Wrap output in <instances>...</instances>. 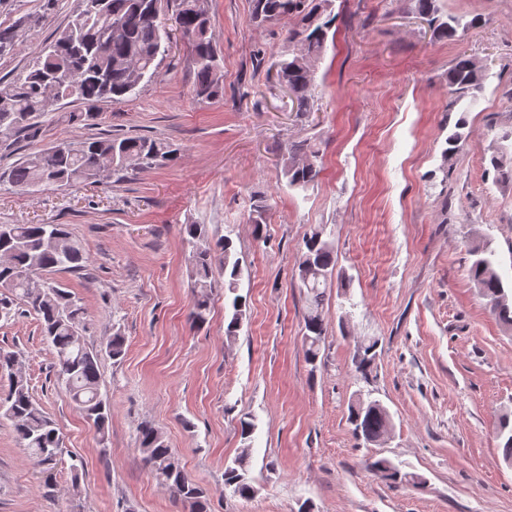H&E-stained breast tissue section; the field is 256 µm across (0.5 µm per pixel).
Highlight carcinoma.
Listing matches in <instances>:
<instances>
[{"instance_id":"carcinoma-1","label":"carcinoma","mask_w":512,"mask_h":512,"mask_svg":"<svg viewBox=\"0 0 512 512\" xmlns=\"http://www.w3.org/2000/svg\"><path fill=\"white\" fill-rule=\"evenodd\" d=\"M417 14L441 37L453 38L461 20L437 16V0H413ZM173 8L180 36L190 50L193 89L197 99L210 101L224 94L223 61L213 40L212 23L206 0H99L93 13L86 12L87 0H79L67 26L41 50L36 64L25 73L0 81V138L18 133L35 134L36 119L49 111L53 100L71 98L85 111L70 119L91 125L93 109L104 101H117L136 95L146 78L158 73L161 57L167 51L168 32L162 18V5ZM335 0H252V18L259 24L279 23L296 16L300 28L287 31L288 47L279 56L281 81L297 102V111H314L312 86L318 63L326 51L329 33L335 26ZM487 64L462 52L448 71L451 106L463 100L476 104L484 91ZM467 110H462L455 131L448 136V151L468 137ZM179 149L172 144L144 136L96 137L78 143L60 142L49 149L26 155L0 173V182L13 187L59 186L76 181H96L104 172L113 175L130 170L162 166L177 159ZM319 150L305 142L288 147L283 174L290 187H306L316 181L320 168ZM490 163L502 181H512V158L494 155ZM10 233H0V287L15 295L41 322L45 340L52 346L57 376L85 417L99 434L111 418V407L101 394L99 355L82 335L83 310L79 300L47 274L85 267V252L65 224H11ZM187 233L191 246L192 304L189 318L203 326L210 313V292L214 285L213 256L224 254V296L230 299L225 336L237 335L246 313L245 296L239 294L243 267L232 252V240L209 236L203 224H191ZM474 260L469 276L487 300L491 312L506 327H512V285L503 278L494 251L485 246L471 247ZM336 270V251L323 229L314 230L305 240L299 263L300 288L305 294L304 338L309 361L320 354L325 335L322 315L324 285ZM378 341L367 340L354 352L355 371L368 377L376 360ZM0 414L10 419L19 442L28 450L35 465L52 470L62 458V437L54 421L33 398L27 382L11 373L7 396L0 400ZM349 422L356 440L369 445L383 439L392 428L385 408L373 407L358 399L349 408ZM502 459L512 466V411L500 420ZM143 459L157 480L190 512H207L203 490L185 472L162 434L150 423L137 430ZM246 446L224 470V486L243 499L254 496L249 477ZM370 470L391 483L422 485L419 475L404 472L388 458L373 459Z\"/></svg>"}]
</instances>
